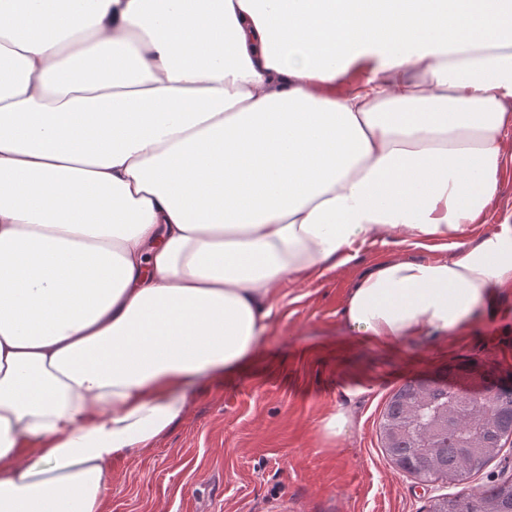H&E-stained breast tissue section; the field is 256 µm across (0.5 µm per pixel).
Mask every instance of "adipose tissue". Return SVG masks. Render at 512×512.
<instances>
[{"instance_id": "ef3b65f1", "label": "adipose tissue", "mask_w": 512, "mask_h": 512, "mask_svg": "<svg viewBox=\"0 0 512 512\" xmlns=\"http://www.w3.org/2000/svg\"><path fill=\"white\" fill-rule=\"evenodd\" d=\"M512 0H0V512H106L116 459L244 364L273 296L385 348L500 314ZM512 213V163L507 164L499 174V191L485 224H478L473 238L490 234L497 230L503 216Z\"/></svg>"}]
</instances>
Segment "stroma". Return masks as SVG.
<instances>
[{"instance_id":"obj_1","label":"stroma","mask_w":512,"mask_h":512,"mask_svg":"<svg viewBox=\"0 0 512 512\" xmlns=\"http://www.w3.org/2000/svg\"><path fill=\"white\" fill-rule=\"evenodd\" d=\"M452 247L394 236L356 247L347 264L273 298L265 339L240 369L201 382L187 420L111 467L108 512H427L431 497L479 491L512 474V439L465 482L417 483L387 456L385 407L406 380L477 360L512 372V293L502 320H475L456 340H410L390 350L350 330L343 311L359 279L393 259L436 261ZM363 394L346 398L345 389ZM346 409L330 440L323 421Z\"/></svg>"}]
</instances>
